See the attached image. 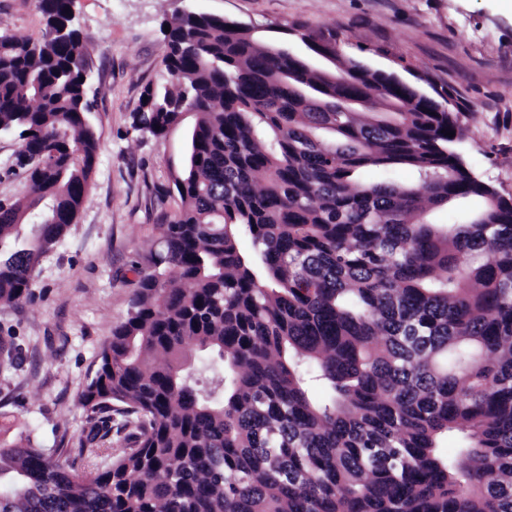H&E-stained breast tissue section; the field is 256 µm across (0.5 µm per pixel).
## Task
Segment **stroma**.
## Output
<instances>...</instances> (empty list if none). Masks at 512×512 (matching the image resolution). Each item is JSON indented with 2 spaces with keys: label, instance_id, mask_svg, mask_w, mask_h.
Returning <instances> with one entry per match:
<instances>
[{
  "label": "stroma",
  "instance_id": "stroma-1",
  "mask_svg": "<svg viewBox=\"0 0 512 512\" xmlns=\"http://www.w3.org/2000/svg\"><path fill=\"white\" fill-rule=\"evenodd\" d=\"M87 43L88 120L98 157L74 224L36 269L32 300L0 306V337L20 348L0 373V439L30 429L45 447L80 448L91 414L78 401L97 355L124 322L138 272L180 207L173 189L195 123L185 114L164 136L135 131L147 86L165 84L162 23L187 10L249 24L265 41L335 38L343 56L398 76L459 117L455 143L468 169L512 198V15L497 0H72ZM0 28L38 38L39 0H0ZM17 141L0 138V199L24 197Z\"/></svg>",
  "mask_w": 512,
  "mask_h": 512
}]
</instances>
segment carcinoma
Wrapping results in <instances>:
<instances>
[{"label":"carcinoma","mask_w":512,"mask_h":512,"mask_svg":"<svg viewBox=\"0 0 512 512\" xmlns=\"http://www.w3.org/2000/svg\"><path fill=\"white\" fill-rule=\"evenodd\" d=\"M71 2L40 0L38 39L0 31L29 186L0 200V305L32 298L98 154ZM164 25L169 85L133 128L195 113L181 205L79 395L81 455L114 414L129 447L79 473L0 442V512H512V201L452 149L458 116L302 23L311 57L219 15ZM399 168L415 182L362 181ZM189 344L223 362L207 388Z\"/></svg>","instance_id":"carcinoma-1"}]
</instances>
